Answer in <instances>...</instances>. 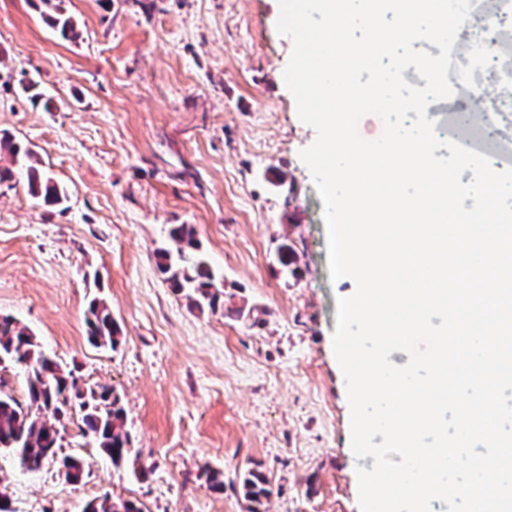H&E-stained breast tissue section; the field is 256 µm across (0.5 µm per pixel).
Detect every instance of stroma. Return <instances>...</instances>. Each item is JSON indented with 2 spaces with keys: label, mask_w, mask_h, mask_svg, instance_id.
Masks as SVG:
<instances>
[{
  "label": "stroma",
  "mask_w": 512,
  "mask_h": 512,
  "mask_svg": "<svg viewBox=\"0 0 512 512\" xmlns=\"http://www.w3.org/2000/svg\"><path fill=\"white\" fill-rule=\"evenodd\" d=\"M51 4L77 40L41 0H0V133L69 195L50 207L24 175L0 183V314L82 389L120 394L147 476L113 467L71 422L61 452L84 460L80 484L0 453L13 512H83L107 492L144 512H247L239 481L256 466L273 487L266 512H361L356 469L374 460L352 452L332 346L336 300L356 284L330 279L323 202L299 157L316 132L284 83L294 41L277 30L279 0ZM173 224L193 225L224 309H191L164 282L155 252ZM96 297L122 329L116 348L87 340ZM42 3L49 6L53 14H48V22L59 31L64 38H75L77 36L75 23L71 16L64 14L55 6H52V0H42Z\"/></svg>",
  "instance_id": "1"
}]
</instances>
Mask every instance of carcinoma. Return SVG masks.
I'll return each mask as SVG.
<instances>
[{"label": "carcinoma", "mask_w": 512, "mask_h": 512, "mask_svg": "<svg viewBox=\"0 0 512 512\" xmlns=\"http://www.w3.org/2000/svg\"><path fill=\"white\" fill-rule=\"evenodd\" d=\"M52 8L48 22L65 38L77 36L71 16L52 6V0H42ZM0 150L12 157V167L0 168V182L21 170L27 181L30 196L48 206L61 205L68 200L65 189L54 178L35 165L33 149L22 146L4 135ZM156 265L164 282L188 305L200 312H212L224 307V292L216 284V277L207 258L200 251L195 229L190 224H174L168 232L167 246L155 254ZM88 341L96 347L115 348L122 331L112 318L106 303L93 299L86 318ZM5 366L18 365L25 371L24 399L19 400L4 389L0 379V451L13 453L20 464L37 470L44 461L57 455L61 447L60 427L73 410L80 413V430L91 438L96 447L116 467L138 469L133 455L131 435L126 429V415L121 397L115 390L101 386L99 390L84 391L72 371L51 358L42 349L31 330L10 316L0 317V359ZM62 472L69 484L80 483L86 473L81 458H62ZM244 497L250 502L249 512H261L263 500L272 494L267 477L256 469L248 470L242 479ZM84 512H143L140 503L105 495L86 504Z\"/></svg>", "instance_id": "carcinoma-1"}]
</instances>
